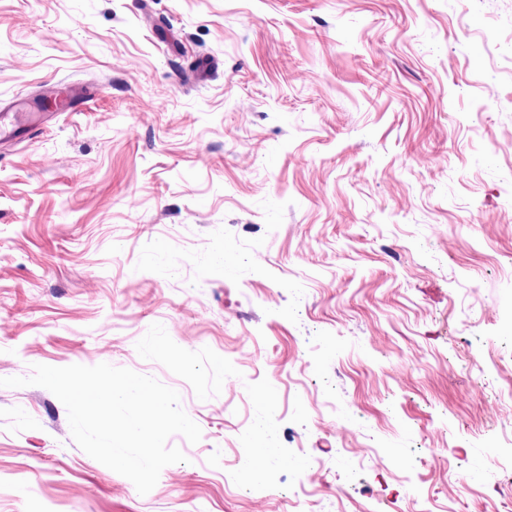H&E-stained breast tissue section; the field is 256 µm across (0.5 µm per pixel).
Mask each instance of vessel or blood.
I'll list each match as a JSON object with an SVG mask.
<instances>
[{"label": "vessel or blood", "mask_w": 512, "mask_h": 512, "mask_svg": "<svg viewBox=\"0 0 512 512\" xmlns=\"http://www.w3.org/2000/svg\"><path fill=\"white\" fill-rule=\"evenodd\" d=\"M84 97V91L69 86L55 92L46 101L27 96L10 99L6 105L0 106V144L9 146L24 141L31 130L39 126L41 118L76 109Z\"/></svg>", "instance_id": "1"}]
</instances>
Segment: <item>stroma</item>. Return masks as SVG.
<instances>
[{"instance_id": "35a3bbf8", "label": "stroma", "mask_w": 512, "mask_h": 512, "mask_svg": "<svg viewBox=\"0 0 512 512\" xmlns=\"http://www.w3.org/2000/svg\"><path fill=\"white\" fill-rule=\"evenodd\" d=\"M49 82L98 94L0 151V378L128 368L202 437L142 495L0 387V512H499L512 0H0V102ZM297 447L311 494L241 489Z\"/></svg>"}]
</instances>
